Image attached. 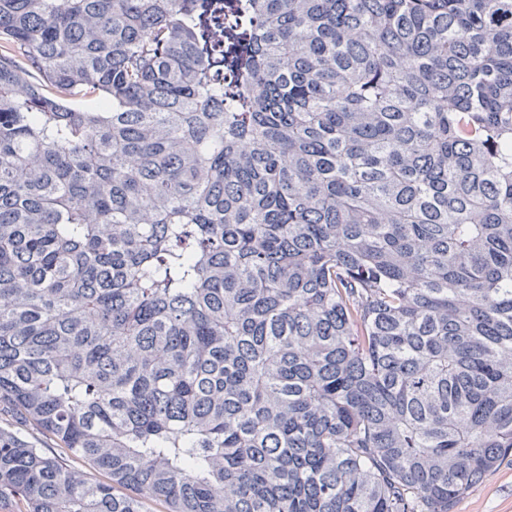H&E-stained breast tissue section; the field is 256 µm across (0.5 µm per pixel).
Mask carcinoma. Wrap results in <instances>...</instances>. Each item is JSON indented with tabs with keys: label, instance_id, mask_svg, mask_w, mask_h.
Returning <instances> with one entry per match:
<instances>
[{
	"label": "carcinoma",
	"instance_id": "obj_1",
	"mask_svg": "<svg viewBox=\"0 0 512 512\" xmlns=\"http://www.w3.org/2000/svg\"><path fill=\"white\" fill-rule=\"evenodd\" d=\"M0 412L61 448L0 426L15 512H452L512 454V0H0Z\"/></svg>",
	"mask_w": 512,
	"mask_h": 512
}]
</instances>
